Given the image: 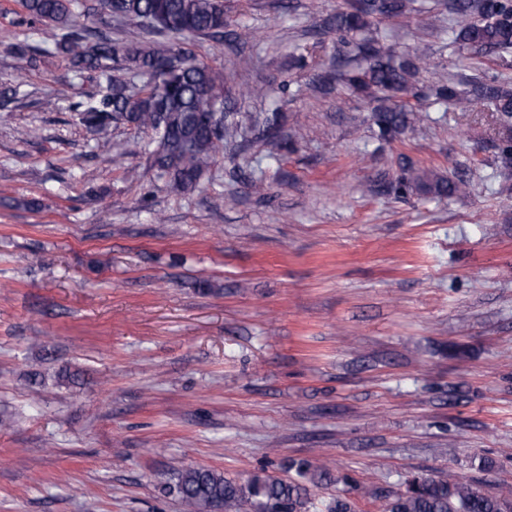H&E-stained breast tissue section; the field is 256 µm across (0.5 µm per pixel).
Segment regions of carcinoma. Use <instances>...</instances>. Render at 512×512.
<instances>
[{"label":"carcinoma","mask_w":512,"mask_h":512,"mask_svg":"<svg viewBox=\"0 0 512 512\" xmlns=\"http://www.w3.org/2000/svg\"><path fill=\"white\" fill-rule=\"evenodd\" d=\"M27 20L60 31L56 53L67 58L72 70L91 82L70 103L75 120L95 136L96 147L109 149V132L123 125L155 134L150 150L158 177L177 191L197 186L226 143L261 139L281 146L282 116L274 109L263 118L225 112L224 75L197 60L187 47L190 38L225 40L231 46L250 41L241 27L225 31L224 0H22ZM433 8L452 18L453 42L484 53L512 49V0H435ZM425 12L410 0H352L336 10L328 28L339 44L336 62L354 56L363 66L345 73L329 67L313 75L306 90L326 96L343 86L362 94L371 105V121L379 136L403 134L414 120L404 98L432 96L439 102L476 100L503 120H512V88L490 76L467 83L456 75L433 86L418 85L420 57L394 56L380 45L377 24ZM142 25L137 42L112 39L92 27L95 16ZM13 53L37 67L42 50L24 42L12 44ZM467 183L406 165L401 177L381 184L378 191L405 197L417 192L435 198L457 196ZM297 479L286 481L260 471L237 482L203 467L178 472L162 492L180 501L183 512H350L338 496L318 500L314 488L328 476L324 464L309 459L293 461ZM382 512H512V500L480 492L453 475L439 478L413 476L404 481Z\"/></svg>","instance_id":"carcinoma-1"}]
</instances>
